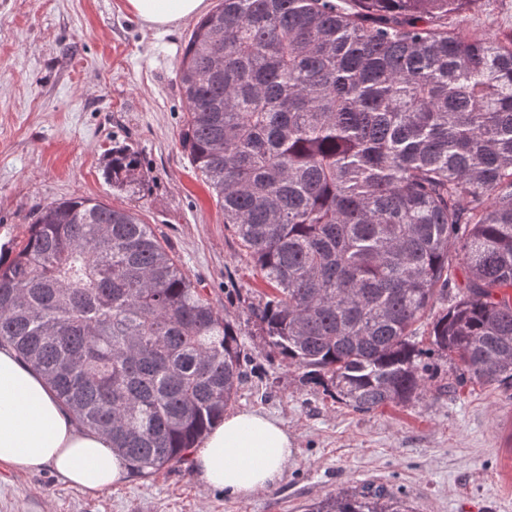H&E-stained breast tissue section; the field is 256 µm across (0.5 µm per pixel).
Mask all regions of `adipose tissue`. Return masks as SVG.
Here are the masks:
<instances>
[{"instance_id":"obj_1","label":"adipose tissue","mask_w":512,"mask_h":512,"mask_svg":"<svg viewBox=\"0 0 512 512\" xmlns=\"http://www.w3.org/2000/svg\"><path fill=\"white\" fill-rule=\"evenodd\" d=\"M145 24L166 29L194 18L205 0H127ZM292 441L282 422L257 410L225 415L194 452L206 487L248 497L282 478ZM51 466L66 482L94 493L124 479V466L106 436L80 428L42 376L0 347V468Z\"/></svg>"}]
</instances>
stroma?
<instances>
[{"label":"stroma","instance_id":"1","mask_svg":"<svg viewBox=\"0 0 512 512\" xmlns=\"http://www.w3.org/2000/svg\"><path fill=\"white\" fill-rule=\"evenodd\" d=\"M466 23L510 32L512 0H489ZM195 26L161 32L126 0H0V238L20 244L38 206L72 197L151 225L238 332L233 410L279 418L293 454L276 486L247 498L204 489L190 460L95 495L48 466L0 468V512H308L362 487L411 512H512V389L476 383L432 352L422 397L363 413L265 344L253 310L268 287L179 142L176 72ZM118 144L138 154V191L105 176Z\"/></svg>","mask_w":512,"mask_h":512}]
</instances>
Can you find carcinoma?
<instances>
[{"label":"carcinoma","mask_w":512,"mask_h":512,"mask_svg":"<svg viewBox=\"0 0 512 512\" xmlns=\"http://www.w3.org/2000/svg\"><path fill=\"white\" fill-rule=\"evenodd\" d=\"M479 2L219 0L177 70L182 148L273 289L265 343L357 411L419 397L428 351L512 388V34L464 31ZM106 176L136 189V152ZM3 344L141 476L185 460L241 380L198 282L91 198L39 207L0 262ZM315 512L408 510L367 487Z\"/></svg>","instance_id":"cac0c4a2"}]
</instances>
